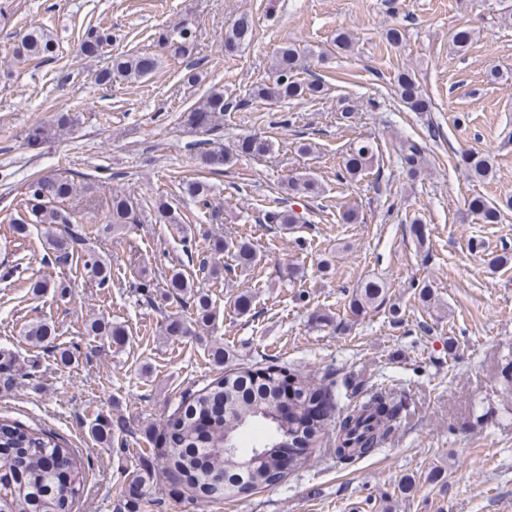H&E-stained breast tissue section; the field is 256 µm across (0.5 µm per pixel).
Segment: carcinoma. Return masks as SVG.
<instances>
[{"label":"carcinoma","instance_id":"carcinoma-1","mask_svg":"<svg viewBox=\"0 0 512 512\" xmlns=\"http://www.w3.org/2000/svg\"><path fill=\"white\" fill-rule=\"evenodd\" d=\"M191 33L183 27H174L162 35L167 42L176 43V50L184 55L190 51ZM253 25L249 19L236 20L227 30L224 47L237 50L250 42ZM112 35L105 29L90 33L80 44V51L92 56L109 44ZM54 39L50 31L40 28L24 36L18 53L36 59L53 52ZM158 66L155 56H114L96 75L103 86L118 82L138 81L150 75ZM298 50L288 45L275 55L271 65L270 81L253 91L257 99L295 100L316 97L323 86L316 80H300ZM401 101L414 112L429 110V102L422 93L415 75L402 72L397 76ZM230 103L224 99V91L214 89L203 95L188 113L189 125L204 132L214 130L215 122L224 115ZM75 118L68 113L59 115L51 126H36L27 136L28 143L38 145L53 133L73 127ZM200 150L202 160L209 165H222L232 156L224 152L219 143L205 139L191 144ZM269 150L268 141L257 137L244 138L237 152L244 155H262ZM427 150V140L407 139L400 146L402 163L414 172L421 165ZM377 160L376 147L368 139L353 142L343 161V173L349 180L356 179ZM457 164L474 181H486L493 175V163L489 155L480 152H462ZM91 193L93 185L79 184L69 174H50L26 184L21 193L25 217L10 220L12 234L26 238L30 225L43 226L45 246L58 263L74 258L82 262L87 276L101 288L112 282L111 266L95 250H81L75 255V246L83 245L84 237L72 229L76 218L69 201L78 191ZM323 191L322 185L311 175L303 174L288 180L289 199L307 200ZM186 194L203 210L211 211L214 220L220 211L212 208V188L201 181L186 185ZM468 210L485 224L499 221L500 211L484 198L477 196L469 201ZM143 222L142 213L129 196L120 193L112 196L109 222L104 232L125 229L130 224ZM263 222L288 227L306 223L303 214L293 204L276 205L265 211ZM198 253L234 251L236 263L242 268L255 261V252L247 242H229L203 238L194 243ZM388 288L376 280L363 282L351 295L349 308L360 316L381 306L387 298ZM164 297L186 302L191 309L190 317H173L167 321L166 331L172 336L191 332L190 324L209 327L216 321V312L207 295L193 290L182 269L172 268L166 280ZM96 336L122 344L123 329L103 318L90 324ZM51 326L41 320L27 325L26 338L37 346H43L52 336ZM290 391L288 406L291 411L280 422L274 415L279 413L284 391ZM325 398L311 380L296 377L284 368L270 365L263 369L228 371L222 378L188 394L164 424L167 448L142 460L135 474L133 486L137 497L151 494L159 472L179 477L186 482L194 496L219 500L237 495H250L260 489L279 484L282 476L277 469V455L282 448H313L324 435L325 426L321 407ZM400 405L391 403L379 393L348 410L336 425V459L353 462L373 454L385 440L399 417ZM268 432L263 442L267 451L252 467L243 466L245 453L232 456L224 452V436L240 435L246 428ZM112 425L105 421L95 423L91 432L99 444L111 445ZM84 476L77 465L74 452L63 447L51 436L15 422L0 421V512H71L72 504L83 491Z\"/></svg>","mask_w":512,"mask_h":512}]
</instances>
